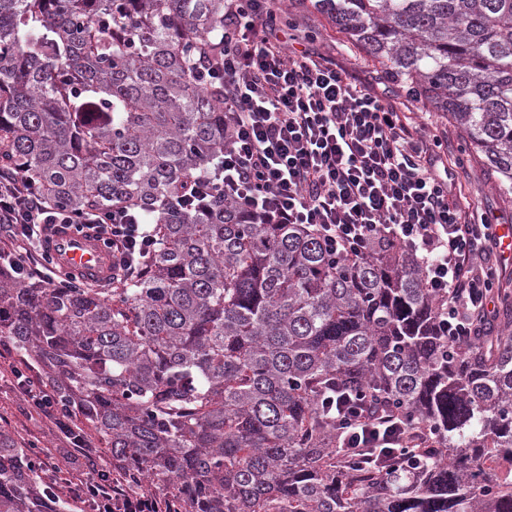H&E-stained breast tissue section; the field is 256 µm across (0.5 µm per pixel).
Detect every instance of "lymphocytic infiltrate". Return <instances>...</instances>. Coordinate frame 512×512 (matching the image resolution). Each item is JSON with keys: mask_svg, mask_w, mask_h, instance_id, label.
Segmentation results:
<instances>
[{"mask_svg": "<svg viewBox=\"0 0 512 512\" xmlns=\"http://www.w3.org/2000/svg\"><path fill=\"white\" fill-rule=\"evenodd\" d=\"M276 20L275 0H224L222 60L206 58L198 70L203 81H224L225 198L280 224L311 226L343 259L363 257L376 241L398 245L418 259L424 287L443 304L442 335L471 342L477 322L493 314L490 219H472L461 186L440 166L438 137L408 123L352 70L295 48ZM54 224L98 235L112 249L116 280L132 276L155 246L140 214L123 208L74 217L44 206L24 178H0V228L17 245L35 247ZM17 386L69 438L80 468L67 483L71 496L92 512H113L112 472L99 467V449L75 435L71 414L39 380L26 376ZM336 426L352 448H395L405 432L385 409L341 401Z\"/></svg>", "mask_w": 512, "mask_h": 512, "instance_id": "obj_1", "label": "lymphocytic infiltrate"}]
</instances>
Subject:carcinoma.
Instances as JSON below:
<instances>
[{"label": "carcinoma", "mask_w": 512, "mask_h": 512, "mask_svg": "<svg viewBox=\"0 0 512 512\" xmlns=\"http://www.w3.org/2000/svg\"><path fill=\"white\" fill-rule=\"evenodd\" d=\"M448 116L512 193V0H314ZM224 0H0V177L70 215L124 206L157 240L128 280L0 265V339L92 424L126 485L176 512H512V291L462 347L417 260L336 261L314 232L184 195L224 156L197 60ZM339 389L422 441L340 452ZM0 430V512H61Z\"/></svg>", "instance_id": "carcinoma-1"}]
</instances>
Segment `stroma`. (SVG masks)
Masks as SVG:
<instances>
[{"label":"stroma","instance_id":"stroma-1","mask_svg":"<svg viewBox=\"0 0 512 512\" xmlns=\"http://www.w3.org/2000/svg\"><path fill=\"white\" fill-rule=\"evenodd\" d=\"M277 20L289 24L302 42L313 45L325 56L336 59L373 84L388 102L411 114L416 123L443 140L448 161L455 164L465 195L474 209L490 214L501 224L512 225V198L496 187V175L469 151L459 128L442 113L423 101L409 98L406 87L385 80V68L354 46L326 15L312 6V0H281ZM38 376V369L27 363L12 346H0V430L10 432L23 444L41 448H62L67 444L52 421L33 410L22 399L15 385L14 370Z\"/></svg>","mask_w":512,"mask_h":512}]
</instances>
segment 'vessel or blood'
Instances as JSON below:
<instances>
[{
    "instance_id": "vessel-or-blood-1",
    "label": "vessel or blood",
    "mask_w": 512,
    "mask_h": 512,
    "mask_svg": "<svg viewBox=\"0 0 512 512\" xmlns=\"http://www.w3.org/2000/svg\"><path fill=\"white\" fill-rule=\"evenodd\" d=\"M43 250L61 271L85 281H105L112 273V253L90 233L59 225L42 240Z\"/></svg>"
}]
</instances>
